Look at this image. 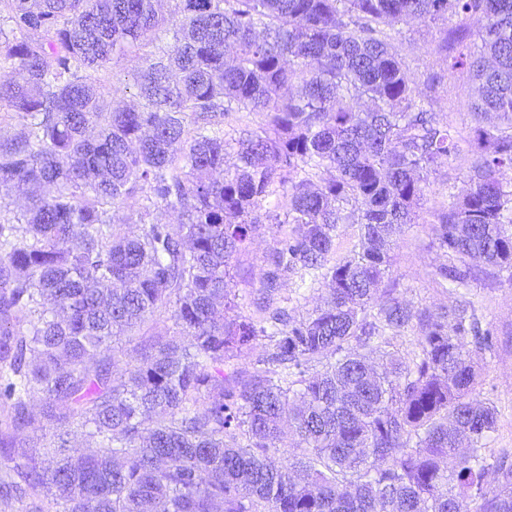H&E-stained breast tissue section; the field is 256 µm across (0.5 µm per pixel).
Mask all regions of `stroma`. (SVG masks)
I'll use <instances>...</instances> for the list:
<instances>
[{"label": "stroma", "instance_id": "35a3bbf8", "mask_svg": "<svg viewBox=\"0 0 512 512\" xmlns=\"http://www.w3.org/2000/svg\"><path fill=\"white\" fill-rule=\"evenodd\" d=\"M396 43L402 46V57L409 72L414 75L420 96H432L433 107L440 118L447 120L455 130L462 152L451 159L431 177V189L420 210L417 223L403 227L391 252L390 276L397 282L396 297L422 309H436L451 305L453 294L436 281L434 271L447 258L433 243L431 226L435 221L437 205L449 193H462L470 177L469 136L474 125L470 114L473 99L472 85L467 76L456 74L446 79L436 93H428L424 80L431 73H445L447 65L433 50L439 39L436 30L427 28L416 19L399 23L391 31ZM143 67L142 59L123 57L111 60L96 73L98 84L112 103H132L135 100L136 75ZM290 225H263L249 248L241 253L231 270V284L238 295L242 315L257 319L263 297L262 278L264 259L275 247ZM471 298L483 327L492 329L496 344L492 350H473L472 358L481 369L473 389L476 398L492 402L498 410V422L486 449L488 463L500 457L512 459V284L474 282ZM178 330L169 314H161L132 336L116 339L114 347L120 360L113 369L114 377L138 365L142 353L153 336L172 337Z\"/></svg>", "mask_w": 512, "mask_h": 512}]
</instances>
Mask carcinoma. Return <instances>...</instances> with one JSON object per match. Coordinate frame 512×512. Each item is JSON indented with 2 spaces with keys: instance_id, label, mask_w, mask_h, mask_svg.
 I'll return each mask as SVG.
<instances>
[{
  "instance_id": "obj_1",
  "label": "carcinoma",
  "mask_w": 512,
  "mask_h": 512,
  "mask_svg": "<svg viewBox=\"0 0 512 512\" xmlns=\"http://www.w3.org/2000/svg\"><path fill=\"white\" fill-rule=\"evenodd\" d=\"M174 2L173 43L146 60L138 106L114 110L92 73L167 31L155 0H0V103L28 119L0 140V195L26 198L0 224V444L25 459L5 495L63 512H512V463L488 491L498 412L470 397L465 343L494 346L470 283L512 282V0ZM408 17L440 30L448 74L470 73L474 114L496 118L474 126L468 190L436 211L435 275L457 298L433 311L389 288L394 236L460 151L386 32ZM234 112L264 123L229 169ZM140 193L139 232L113 231L103 205ZM260 224L295 229L266 259L258 322L230 269ZM341 224L359 242L334 262ZM290 274L328 285L298 317L274 305ZM163 312L179 335L114 378L112 337ZM258 341L254 372L224 370ZM285 422L296 452L278 458ZM73 424L102 450L30 439Z\"/></svg>"
}]
</instances>
